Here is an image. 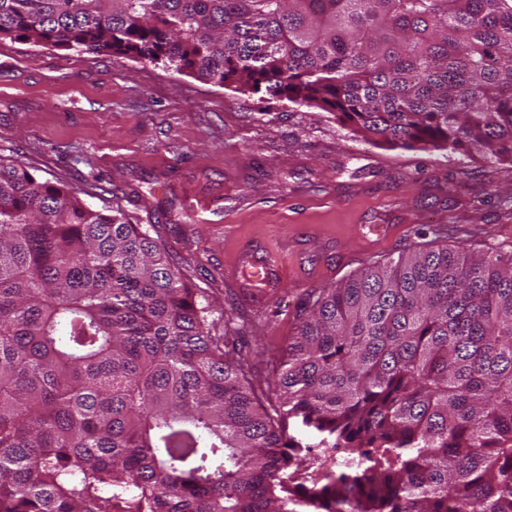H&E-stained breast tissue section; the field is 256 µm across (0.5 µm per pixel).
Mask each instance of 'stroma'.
I'll return each mask as SVG.
<instances>
[{"instance_id": "35a3bbf8", "label": "stroma", "mask_w": 512, "mask_h": 512, "mask_svg": "<svg viewBox=\"0 0 512 512\" xmlns=\"http://www.w3.org/2000/svg\"><path fill=\"white\" fill-rule=\"evenodd\" d=\"M0 157L149 228L269 396L311 289L437 245L512 256V163L370 143L320 109L109 54L0 39ZM254 241L285 260L279 287L237 273Z\"/></svg>"}]
</instances>
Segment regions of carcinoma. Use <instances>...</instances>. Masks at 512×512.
Here are the masks:
<instances>
[{
    "label": "carcinoma",
    "instance_id": "obj_1",
    "mask_svg": "<svg viewBox=\"0 0 512 512\" xmlns=\"http://www.w3.org/2000/svg\"><path fill=\"white\" fill-rule=\"evenodd\" d=\"M2 38L512 162V0H0ZM280 367L271 410L148 230L0 161V512H512V257L315 288Z\"/></svg>",
    "mask_w": 512,
    "mask_h": 512
}]
</instances>
